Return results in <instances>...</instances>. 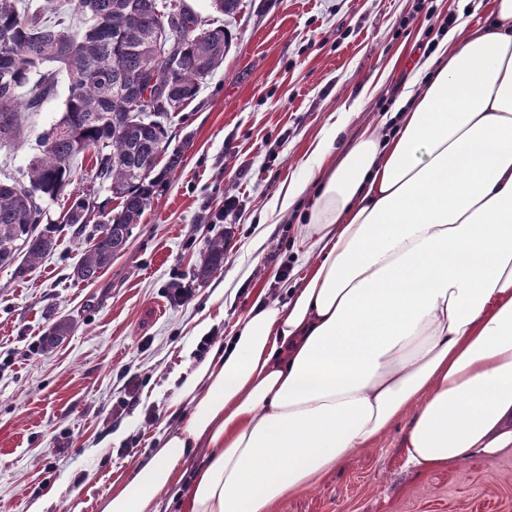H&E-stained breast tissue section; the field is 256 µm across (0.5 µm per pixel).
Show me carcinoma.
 <instances>
[{"instance_id": "carcinoma-1", "label": "carcinoma", "mask_w": 512, "mask_h": 512, "mask_svg": "<svg viewBox=\"0 0 512 512\" xmlns=\"http://www.w3.org/2000/svg\"><path fill=\"white\" fill-rule=\"evenodd\" d=\"M77 7L87 16L81 31L66 23L57 0H0V146L24 142L21 113L38 111L54 91L52 67L69 81L65 110L36 139L26 179L0 181V267L22 278L55 250L54 231L40 227L44 202L64 194L72 159L91 151L95 183L118 204L106 210L87 192L57 219L80 236L91 216L101 218L73 268V278L89 284L126 249L159 187L182 164L167 123L145 121L142 101L179 111L224 62L230 40L175 0H77ZM225 250L224 238L208 241L198 275L219 269ZM72 330L69 320L55 321L44 347Z\"/></svg>"}]
</instances>
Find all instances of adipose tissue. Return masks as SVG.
Masks as SVG:
<instances>
[{"label":"adipose tissue","instance_id":"adipose-tissue-1","mask_svg":"<svg viewBox=\"0 0 512 512\" xmlns=\"http://www.w3.org/2000/svg\"><path fill=\"white\" fill-rule=\"evenodd\" d=\"M351 117L269 205L309 196L315 263L184 379L176 428L102 512L181 486L182 512H268L401 419L419 469L512 447V0L446 29L343 153Z\"/></svg>","mask_w":512,"mask_h":512}]
</instances>
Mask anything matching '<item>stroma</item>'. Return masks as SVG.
<instances>
[{"instance_id": "35a3bbf8", "label": "stroma", "mask_w": 512, "mask_h": 512, "mask_svg": "<svg viewBox=\"0 0 512 512\" xmlns=\"http://www.w3.org/2000/svg\"><path fill=\"white\" fill-rule=\"evenodd\" d=\"M231 37L224 64L197 97L173 113L168 131L183 163L154 197L128 248L97 282L74 280L83 244L58 224L72 192L95 188L93 161L71 163L70 194L46 202L57 248L24 277L0 267V512H101L112 488L149 459L176 425L170 402L203 355V335L223 346L257 302H285L306 259L299 216L260 217L301 165L332 113L351 109L340 134L352 145L384 114L406 77L379 75L398 51L425 35L436 14L462 0H242L223 17L210 0H179ZM60 77L40 111L25 113L29 139L0 147V180L23 178L33 140L65 109ZM241 206L224 212V197ZM224 237V264L206 279L197 268L208 240ZM291 266L282 279V266ZM185 297L174 302L172 292ZM74 331L47 349L53 322ZM270 512H512V447L440 468L408 465L402 425L349 457L318 486L274 502Z\"/></svg>"}]
</instances>
